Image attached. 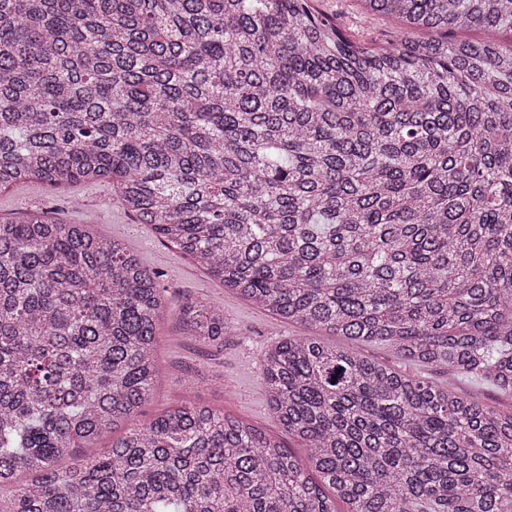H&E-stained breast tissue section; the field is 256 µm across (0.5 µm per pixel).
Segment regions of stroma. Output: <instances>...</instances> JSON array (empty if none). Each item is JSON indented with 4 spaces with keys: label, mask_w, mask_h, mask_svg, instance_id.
Returning a JSON list of instances; mask_svg holds the SVG:
<instances>
[{
    "label": "stroma",
    "mask_w": 512,
    "mask_h": 512,
    "mask_svg": "<svg viewBox=\"0 0 512 512\" xmlns=\"http://www.w3.org/2000/svg\"><path fill=\"white\" fill-rule=\"evenodd\" d=\"M39 207L65 223L88 224L97 235L123 240L159 275L167 297L160 375L154 398L142 409L143 419L192 400L280 437L298 458H305V448L283 433L269 407L261 364L270 349L285 338L306 335V328L282 322L228 291L192 258L166 245L152 226L137 223L123 208L110 182L52 187L33 181L0 189L2 217L22 218ZM198 300L223 307L231 336L211 344L194 339L183 309Z\"/></svg>",
    "instance_id": "obj_1"
}]
</instances>
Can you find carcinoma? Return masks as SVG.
<instances>
[{"label":"carcinoma","mask_w":512,"mask_h":512,"mask_svg":"<svg viewBox=\"0 0 512 512\" xmlns=\"http://www.w3.org/2000/svg\"><path fill=\"white\" fill-rule=\"evenodd\" d=\"M312 2L0 0V188L109 178L224 286L344 338L263 359L304 461L191 401L142 422L159 275L85 224L0 218V512H512V410L456 384L512 397V41L449 36L512 33V0H358L397 23L381 43ZM366 356L396 369L404 368L403 361L394 350L377 344H366L360 349ZM461 388L467 394H470L485 403L497 406L503 410H509L511 408V397L498 392L491 386L484 385L482 388L476 387L469 381L463 380L461 382Z\"/></svg>","instance_id":"carcinoma-1"}]
</instances>
